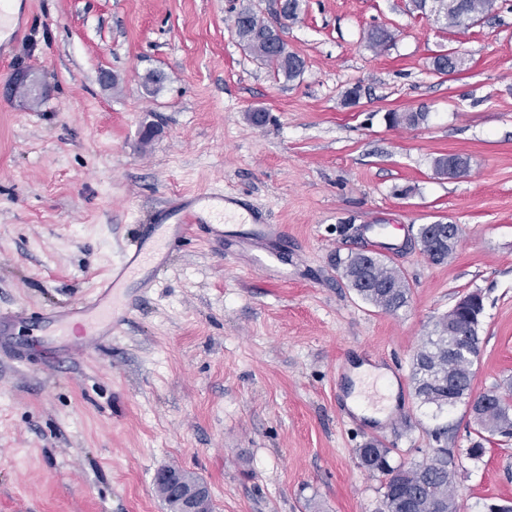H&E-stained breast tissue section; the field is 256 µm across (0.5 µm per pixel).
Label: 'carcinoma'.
I'll use <instances>...</instances> for the list:
<instances>
[{
  "label": "carcinoma",
  "instance_id": "obj_1",
  "mask_svg": "<svg viewBox=\"0 0 512 512\" xmlns=\"http://www.w3.org/2000/svg\"><path fill=\"white\" fill-rule=\"evenodd\" d=\"M415 9L433 13L437 21L450 28H468L490 16L498 9V0H413ZM285 27L280 19L271 23L251 6L240 9L234 18L235 33L240 44L274 76L288 81L301 76L304 60L290 52L275 51L269 43L271 30ZM366 40L373 51L386 49L394 40V33L384 27L367 32ZM424 112H390L392 126L413 127L425 121ZM426 252L435 264L447 262L454 253L444 242L431 239ZM350 287L363 300L388 313H395L408 303L409 288L401 274L385 260L376 261L369 270H363L352 256L344 269ZM481 319L457 312L456 331L466 338V349L454 350L448 342V316H442L431 334L423 340L412 360V380L420 401L442 410L450 406V399L461 403L471 395L473 366L480 355L479 326ZM489 405L470 412V423L479 441L467 449L473 460L481 459L486 449L482 441L489 436H512V384L489 391ZM390 449L371 441L357 449L360 465L372 474L379 473L384 480L381 512H460L457 493L448 469V449L435 448L420 463L392 466Z\"/></svg>",
  "mask_w": 512,
  "mask_h": 512
}]
</instances>
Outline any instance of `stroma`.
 Instances as JSON below:
<instances>
[{
	"label": "stroma",
	"instance_id": "obj_1",
	"mask_svg": "<svg viewBox=\"0 0 512 512\" xmlns=\"http://www.w3.org/2000/svg\"><path fill=\"white\" fill-rule=\"evenodd\" d=\"M15 2L22 34L0 54V83L27 70L51 92L0 98V312L29 311L0 335V512H166L164 467L205 480L216 512H380L382 481L356 455L372 440L395 466L451 450L461 512L512 503V438L470 459L466 403L438 411L409 382L425 336L478 292L473 391L512 383V0L466 29L410 0H303L282 34L305 61L290 82L233 26L246 4L273 19L274 0ZM377 26L395 33L379 54L366 43ZM448 51L465 66L434 72ZM411 111L426 121L386 120ZM442 154L468 157V173L437 175ZM203 190L281 227L285 277L196 228L155 287L124 288L121 336L73 361L74 336H60L46 358L38 314L90 298L142 225ZM437 221L460 230L442 265L406 243ZM369 250L408 283L397 313L344 277ZM367 362L407 379L394 419L347 406Z\"/></svg>",
	"mask_w": 512,
	"mask_h": 512
}]
</instances>
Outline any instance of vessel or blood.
Returning a JSON list of instances; mask_svg holds the SVG:
<instances>
[{"mask_svg":"<svg viewBox=\"0 0 512 512\" xmlns=\"http://www.w3.org/2000/svg\"><path fill=\"white\" fill-rule=\"evenodd\" d=\"M228 198L224 194L201 193L176 208L175 218L169 231H161L159 225L146 226L139 237L125 249L122 257L114 263L109 275L96 283L90 301L78 303L59 310L54 318L43 322L41 330L45 335H56L62 326L81 328L87 336H119L131 320L130 307L118 304L114 298L116 288L134 280L144 267L153 271L163 269L161 255L169 253L180 240L186 238L194 225L203 223L205 214L223 218L224 205ZM280 233L275 224H252L244 232L227 231L225 246H232L238 240H246L253 248L251 264L261 271L277 268L281 254L272 240Z\"/></svg>","mask_w":512,"mask_h":512,"instance_id":"vessel-or-blood-1","label":"vessel or blood"}]
</instances>
